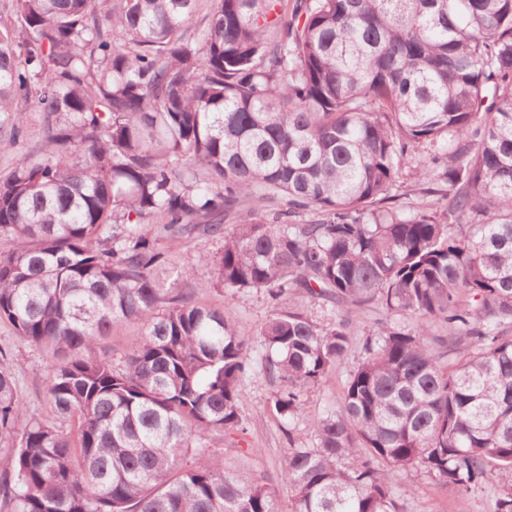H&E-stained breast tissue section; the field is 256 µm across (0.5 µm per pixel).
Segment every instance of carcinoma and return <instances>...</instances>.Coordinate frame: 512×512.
Wrapping results in <instances>:
<instances>
[{
	"mask_svg": "<svg viewBox=\"0 0 512 512\" xmlns=\"http://www.w3.org/2000/svg\"><path fill=\"white\" fill-rule=\"evenodd\" d=\"M199 2L0 0V150L30 107L46 140L0 174V319L61 355L45 396L74 428L26 418L0 350V512H280L213 446L244 431L250 337L180 288L153 222L223 239L207 287L276 301L282 417L350 342L291 291L407 318L285 454L291 512H400L393 470L465 494L495 472L512 512V0ZM408 169L436 202L399 204ZM254 199L287 208L224 228ZM123 321L120 364L83 356Z\"/></svg>",
	"mask_w": 512,
	"mask_h": 512,
	"instance_id": "1",
	"label": "carcinoma"
}]
</instances>
